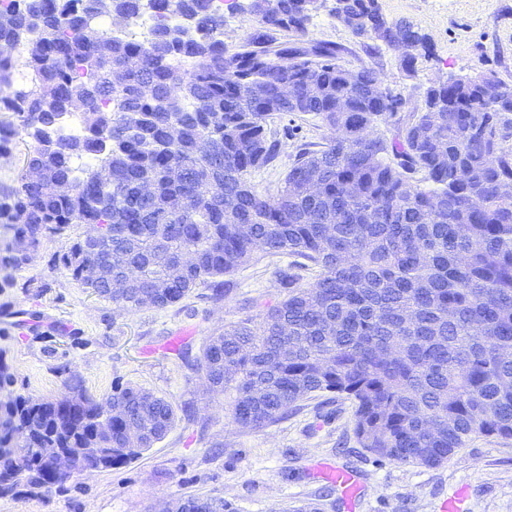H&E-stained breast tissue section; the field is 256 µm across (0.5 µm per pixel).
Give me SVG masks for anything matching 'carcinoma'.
Wrapping results in <instances>:
<instances>
[{"label":"carcinoma","instance_id":"carcinoma-1","mask_svg":"<svg viewBox=\"0 0 512 512\" xmlns=\"http://www.w3.org/2000/svg\"><path fill=\"white\" fill-rule=\"evenodd\" d=\"M346 10L391 49L418 40L377 0ZM312 13V0H251L254 33L230 52L213 0H0V113L11 114L0 157L16 127L30 142L14 184L0 185V281L12 285L10 271L72 224L88 231L63 266L128 311L174 307L200 287L220 302L257 254L300 257L318 269L313 281L283 274L282 300L183 363L232 395L229 419L243 430L331 393L353 403L367 451L436 467L476 436L512 438V87L440 81L392 137L371 139L366 128L404 100L376 70L336 64V46L308 35ZM294 112L329 136L299 149L276 193H263L252 176L281 149L271 123ZM104 265L127 287L89 278ZM62 374L64 405L18 393L0 363V495L126 466L176 424L164 396L117 382L96 399ZM44 448H101L107 461L55 478ZM167 512L234 509L189 496Z\"/></svg>","mask_w":512,"mask_h":512}]
</instances>
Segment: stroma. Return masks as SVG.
I'll list each match as a JSON object with an SVG mask.
<instances>
[{"label":"stroma","instance_id":"stroma-1","mask_svg":"<svg viewBox=\"0 0 512 512\" xmlns=\"http://www.w3.org/2000/svg\"><path fill=\"white\" fill-rule=\"evenodd\" d=\"M379 4L388 20L411 21L427 36L429 51L414 70L405 69L388 47L354 36L327 10L314 12L308 29L310 37L335 43L343 68L380 73L405 101L398 119H407L441 79L488 75L512 86V0ZM275 126L280 157L254 176L265 193L276 191L300 145L324 143L328 135L309 116H285ZM86 230L74 224L46 240L29 264L13 271L12 287L0 290V359L16 374L17 391L57 397L67 367L94 397L106 396L119 381L166 396L189 412L131 464L74 479L57 492L18 486L0 496V512H162L166 502L190 495L227 501L235 512H295L308 502L318 503L320 512H346L336 487L313 474L314 464L323 461L360 477L365 492L356 512H440L442 501L463 483L471 512H512V438H473L447 463L429 468L362 448L352 404L339 396L303 402L287 419L260 431L229 423L227 397L208 390L178 354L199 355L215 330L258 317L279 300L278 278L292 272V256H262L241 268L221 303H213L210 289L202 287L181 306L128 312L90 294L59 263ZM175 336L177 349H168Z\"/></svg>","mask_w":512,"mask_h":512}]
</instances>
